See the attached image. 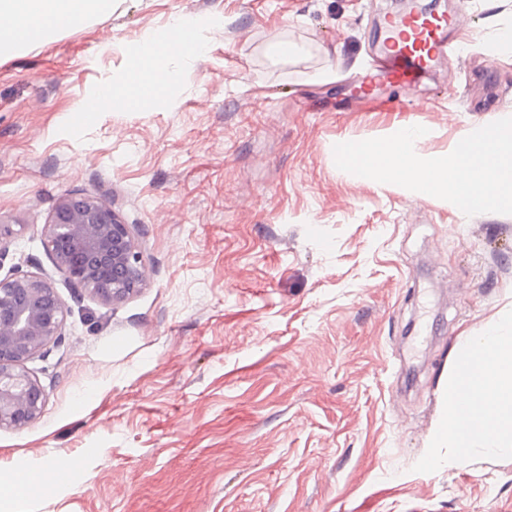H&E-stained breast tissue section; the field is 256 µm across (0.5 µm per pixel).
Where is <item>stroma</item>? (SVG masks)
<instances>
[{
  "mask_svg": "<svg viewBox=\"0 0 512 512\" xmlns=\"http://www.w3.org/2000/svg\"><path fill=\"white\" fill-rule=\"evenodd\" d=\"M459 58L415 112L340 107L390 0H112L0 57V273L51 270L56 202L97 195L146 285L104 306L56 278L66 340L30 362L49 400L0 430V469L68 465L32 512H512V454L434 448L465 337L512 309V215L337 168L338 140L427 128L426 153L512 116V0H470ZM176 16L206 48L140 112L84 116ZM295 50L287 61L273 40Z\"/></svg>",
  "mask_w": 512,
  "mask_h": 512,
  "instance_id": "35a3bbf8",
  "label": "stroma"
}]
</instances>
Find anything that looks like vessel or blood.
<instances>
[{"label": "vessel or blood", "instance_id": "1", "mask_svg": "<svg viewBox=\"0 0 512 512\" xmlns=\"http://www.w3.org/2000/svg\"><path fill=\"white\" fill-rule=\"evenodd\" d=\"M455 25V17L443 13L430 17L412 13L401 18L395 38L387 43L361 77L354 102L370 111L403 107L405 93L423 74L458 53ZM383 83L392 88V95H376V86Z\"/></svg>", "mask_w": 512, "mask_h": 512}]
</instances>
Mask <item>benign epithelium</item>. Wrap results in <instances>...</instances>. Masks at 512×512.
Instances as JSON below:
<instances>
[{"instance_id":"7a95c632","label":"benign epithelium","mask_w":512,"mask_h":512,"mask_svg":"<svg viewBox=\"0 0 512 512\" xmlns=\"http://www.w3.org/2000/svg\"><path fill=\"white\" fill-rule=\"evenodd\" d=\"M43 236L56 273L105 306L145 284L138 239L98 196L60 198ZM67 314L46 271L0 277V429L21 430L42 414L48 392L27 363L63 342Z\"/></svg>"}]
</instances>
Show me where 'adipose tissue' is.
Returning a JSON list of instances; mask_svg holds the SVG:
<instances>
[{"label": "adipose tissue", "mask_w": 512, "mask_h": 512, "mask_svg": "<svg viewBox=\"0 0 512 512\" xmlns=\"http://www.w3.org/2000/svg\"><path fill=\"white\" fill-rule=\"evenodd\" d=\"M112 0H0V18L10 27L0 30V54L19 53L74 26L109 11ZM207 18L176 17L160 36L137 48L125 79L105 87V99L134 111L158 100L175 82L173 60H191L206 47ZM467 402L459 418V402ZM436 448L455 449L468 456L476 449L512 453V336L503 327L467 337L448 382L441 422L432 437ZM47 468L18 464L0 470V512H29L30 485L42 480Z\"/></svg>", "instance_id": "adipose-tissue-1"}]
</instances>
